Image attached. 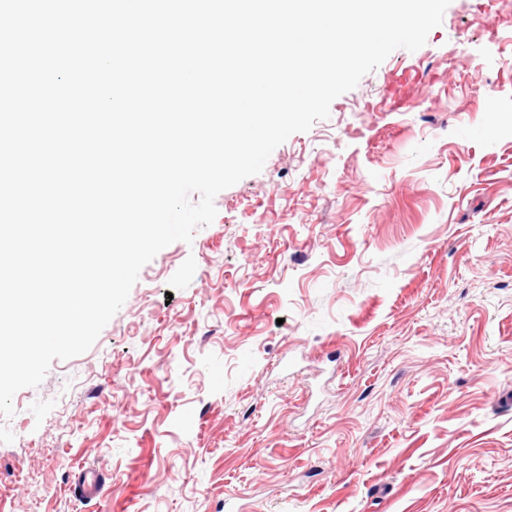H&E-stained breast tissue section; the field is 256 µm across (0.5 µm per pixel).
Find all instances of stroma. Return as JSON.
Returning <instances> with one entry per match:
<instances>
[{"label":"stroma","mask_w":512,"mask_h":512,"mask_svg":"<svg viewBox=\"0 0 512 512\" xmlns=\"http://www.w3.org/2000/svg\"><path fill=\"white\" fill-rule=\"evenodd\" d=\"M510 56L512 0H452L221 191L14 395L0 512H512Z\"/></svg>","instance_id":"stroma-1"}]
</instances>
